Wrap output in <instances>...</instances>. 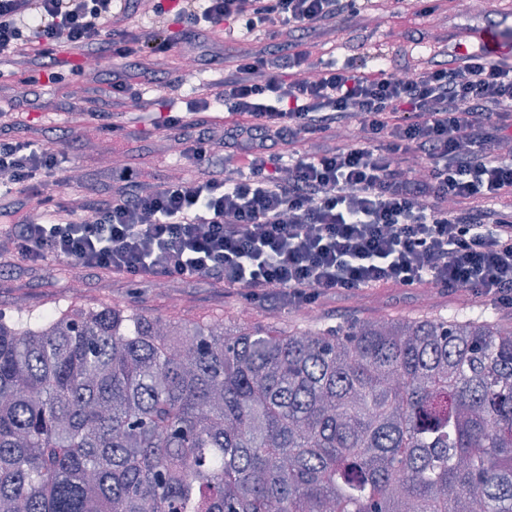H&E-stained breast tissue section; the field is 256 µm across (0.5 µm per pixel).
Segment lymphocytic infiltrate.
I'll return each mask as SVG.
<instances>
[{"label":"lymphocytic infiltrate","instance_id":"obj_1","mask_svg":"<svg viewBox=\"0 0 512 512\" xmlns=\"http://www.w3.org/2000/svg\"><path fill=\"white\" fill-rule=\"evenodd\" d=\"M139 0H0V67L29 69L30 47L157 74L161 54L223 29H265L268 49L227 76L192 85L166 115L184 164L164 178L109 167L110 194L47 207L67 168L54 149L0 128V241L15 262L110 271L133 282L210 280L253 303L311 311L324 295L426 285L512 309V63L472 48L437 53L405 79L353 63H314L302 44L361 0H152L155 26L134 28ZM180 40L166 33L170 16ZM93 87L72 96L93 109ZM115 82L100 117L138 100ZM232 120L211 125L208 111ZM357 126L359 137H342ZM319 139L311 152L295 150ZM38 184L25 218L11 198Z\"/></svg>","mask_w":512,"mask_h":512}]
</instances>
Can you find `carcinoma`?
<instances>
[{
  "label": "carcinoma",
  "instance_id": "carcinoma-1",
  "mask_svg": "<svg viewBox=\"0 0 512 512\" xmlns=\"http://www.w3.org/2000/svg\"><path fill=\"white\" fill-rule=\"evenodd\" d=\"M0 512H512V332L0 312Z\"/></svg>",
  "mask_w": 512,
  "mask_h": 512
}]
</instances>
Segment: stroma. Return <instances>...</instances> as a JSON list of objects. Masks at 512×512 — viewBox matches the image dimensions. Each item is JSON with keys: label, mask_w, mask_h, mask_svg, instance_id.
I'll use <instances>...</instances> for the list:
<instances>
[{"label": "stroma", "mask_w": 512, "mask_h": 512, "mask_svg": "<svg viewBox=\"0 0 512 512\" xmlns=\"http://www.w3.org/2000/svg\"><path fill=\"white\" fill-rule=\"evenodd\" d=\"M434 13H425L419 0H374L365 13L363 28H353L347 19H339L332 34L310 40L312 60L351 61L360 71L369 73L377 64L393 71L404 65H416L419 56L446 49L465 41L468 29L477 23L512 29V11L501 0H488L485 10L469 14L459 7V0H434ZM71 55L59 53L53 62L58 80L42 84L43 72L32 67L29 78L37 82V104L26 114H18L11 103V88L19 75L0 72V110L16 115L14 136L26 134L27 125H34L40 138L62 150L75 165H92L103 153L112 137L140 129L141 141L131 143L129 160L151 166L160 175H167L178 166L176 154L159 157L156 141L158 130L150 123L156 109L153 93H146L141 102L131 104L125 112L97 121L89 117L74 122L68 110L70 93L81 83L76 69L68 67ZM36 311L78 306L96 309L104 304L128 307L171 323L224 322L228 327L266 328L281 333L324 331L344 322L368 321L382 316L393 319H433L455 313L481 314L499 327L512 330V313L498 309L487 299L444 289L366 288L353 294L325 297L316 315L298 311L288 304L275 307L246 301L238 292L217 282L193 283L174 281L159 287L148 282L130 284L124 279L86 276L80 291H72L54 269L15 270L0 274V311H14L16 304Z\"/></svg>", "instance_id": "obj_1"}]
</instances>
